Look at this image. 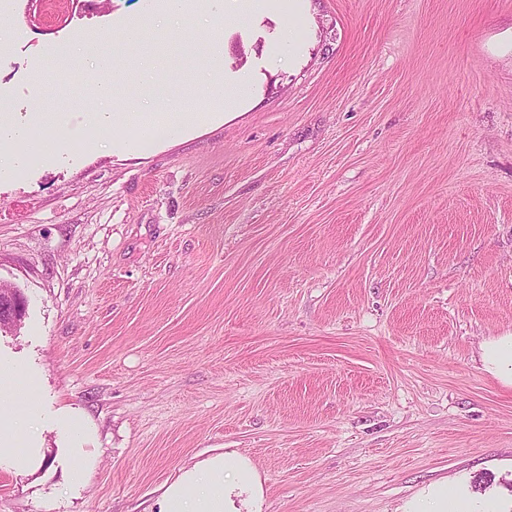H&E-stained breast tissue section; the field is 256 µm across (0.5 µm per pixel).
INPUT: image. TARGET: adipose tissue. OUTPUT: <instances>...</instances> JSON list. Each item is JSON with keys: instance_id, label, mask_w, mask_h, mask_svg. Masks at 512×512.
<instances>
[{"instance_id": "1", "label": "adipose tissue", "mask_w": 512, "mask_h": 512, "mask_svg": "<svg viewBox=\"0 0 512 512\" xmlns=\"http://www.w3.org/2000/svg\"><path fill=\"white\" fill-rule=\"evenodd\" d=\"M485 371L512 387V335L482 346ZM39 414L34 385L21 381L13 368L0 365V446L12 449L13 467L25 472L42 458L41 448H23L24 421ZM268 508L258 471L252 461L227 451L183 470L160 497L159 512H266ZM406 512H471L468 502L439 484L418 495Z\"/></svg>"}]
</instances>
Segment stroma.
Masks as SVG:
<instances>
[{"mask_svg": "<svg viewBox=\"0 0 512 512\" xmlns=\"http://www.w3.org/2000/svg\"><path fill=\"white\" fill-rule=\"evenodd\" d=\"M218 0L146 33L223 43L221 119L160 147L66 142L0 174V283L26 300L0 361L42 400L40 466L0 450V512H155L165 484L235 450L269 512H403L445 483L512 512V0ZM10 0L0 101L15 123L99 112L59 45L150 0ZM92 426L77 463L61 407ZM485 371L504 386L512 387V335L499 336L482 346Z\"/></svg>", "mask_w": 512, "mask_h": 512, "instance_id": "obj_1", "label": "stroma"}]
</instances>
